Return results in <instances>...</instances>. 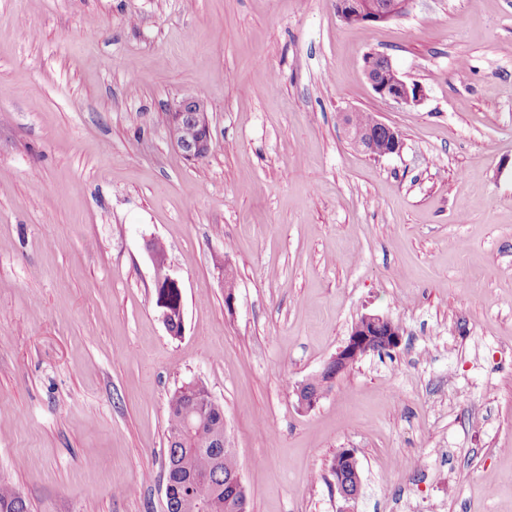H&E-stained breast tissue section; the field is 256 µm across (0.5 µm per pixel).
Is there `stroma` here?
<instances>
[{
    "mask_svg": "<svg viewBox=\"0 0 512 512\" xmlns=\"http://www.w3.org/2000/svg\"><path fill=\"white\" fill-rule=\"evenodd\" d=\"M374 52L421 105L377 96ZM195 94L192 162L166 118ZM353 111L402 154L355 148ZM366 313L401 345L298 409ZM192 378L249 512H512V0L370 27L335 0H0V483L29 512H167V400ZM168 129L174 146L189 161L207 157L212 146V130L206 101L199 96L176 100L168 112ZM348 116L349 115H345L343 119L344 129L347 134V137L355 147H357L369 158H372L374 160H380L381 158L387 156H391L394 154L399 155L402 153L405 146V141L404 138L402 137V133L397 127L382 121L381 119L378 118L377 115H373L370 112H352L350 118L354 125L364 129H372L373 133L375 134V128L372 126L374 117V124L376 130L378 132H381L378 135H376V137L373 138L374 144L377 148L381 149L386 146V134L387 141L389 140V145L383 152H378L377 150L374 149L371 143L370 136L358 132L353 127L352 123L349 121ZM382 131H384L385 134ZM150 259L156 271L155 288L157 293V305L161 309V319L168 332L181 334L183 328V304L182 295L177 279L173 278L167 271V256L158 253L148 244ZM177 296V304L170 302L171 298ZM178 337V336H173ZM343 462L347 463L346 470L351 472V481H347L344 485L341 484L340 480L336 477V486L339 490L341 497L346 502L356 501L360 494L361 479L359 474V468L355 459L353 451L346 449L344 450Z\"/></svg>",
    "mask_w": 512,
    "mask_h": 512,
    "instance_id": "1",
    "label": "stroma"
}]
</instances>
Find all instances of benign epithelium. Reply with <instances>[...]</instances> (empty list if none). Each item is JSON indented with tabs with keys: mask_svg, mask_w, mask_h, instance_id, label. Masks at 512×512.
<instances>
[{
	"mask_svg": "<svg viewBox=\"0 0 512 512\" xmlns=\"http://www.w3.org/2000/svg\"><path fill=\"white\" fill-rule=\"evenodd\" d=\"M413 0H336V13L346 22L361 24L387 22L405 15ZM365 74L373 90L383 101L413 107L426 98L425 89L410 84L393 66L392 61L382 55L365 62ZM376 130L385 132L389 145L379 152L374 149L370 136L358 132L344 119V129L350 142L368 157L379 160L394 154H401L405 141L400 130L379 118H374ZM168 129L174 146L189 161L207 157L212 146V130L206 101L199 96H185L174 102L168 113ZM150 259L156 271L155 288L161 319L168 332L179 334L183 328V304L171 303V298L181 296L177 279L167 271V256L148 248ZM401 342L397 324L380 314H366L354 325L344 345L318 374L298 383L293 393L297 406L303 411L313 409L333 387L335 380L348 371L361 357L378 350H390ZM343 461L351 472V480L336 482L341 497L347 502L357 500L361 489L359 468L353 451L344 450Z\"/></svg>",
	"mask_w": 512,
	"mask_h": 512,
	"instance_id": "obj_1",
	"label": "benign epithelium"
}]
</instances>
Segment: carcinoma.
Listing matches in <instances>:
<instances>
[{"label": "carcinoma", "instance_id": "obj_1", "mask_svg": "<svg viewBox=\"0 0 512 512\" xmlns=\"http://www.w3.org/2000/svg\"><path fill=\"white\" fill-rule=\"evenodd\" d=\"M197 408L206 410L207 423L201 430L185 429L186 413ZM167 415V435L179 433L178 440L167 443L166 448L171 463L167 470L168 512H190V499L212 512H224V486L239 471V463L233 453L208 441V434L224 420V409L212 404L205 385L190 380L169 397ZM0 512H27L25 500L5 483L0 484Z\"/></svg>", "mask_w": 512, "mask_h": 512}]
</instances>
